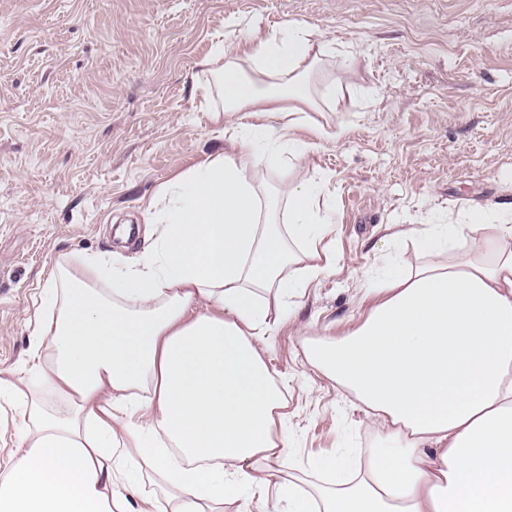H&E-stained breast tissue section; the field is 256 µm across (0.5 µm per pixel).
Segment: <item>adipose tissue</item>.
<instances>
[{
	"label": "adipose tissue",
	"mask_w": 512,
	"mask_h": 512,
	"mask_svg": "<svg viewBox=\"0 0 512 512\" xmlns=\"http://www.w3.org/2000/svg\"><path fill=\"white\" fill-rule=\"evenodd\" d=\"M323 52L299 22L231 53L214 41L221 111L338 110L342 86L314 84ZM274 138L239 126L230 151L166 184L136 259H55L31 370L64 406L0 377L17 414L0 512H221L226 487L267 477L288 512H512V210L409 230L424 264L385 265L357 327L305 344L382 436L365 460L326 458L330 486L303 494L283 478V396L261 342L321 271L295 266L291 245L316 254L335 211L323 182L294 183L278 228L256 171L314 145ZM468 228L481 233L470 246ZM148 474L161 497L132 506Z\"/></svg>",
	"instance_id": "adipose-tissue-1"
}]
</instances>
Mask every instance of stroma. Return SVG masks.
<instances>
[{"instance_id": "obj_1", "label": "stroma", "mask_w": 512, "mask_h": 512, "mask_svg": "<svg viewBox=\"0 0 512 512\" xmlns=\"http://www.w3.org/2000/svg\"><path fill=\"white\" fill-rule=\"evenodd\" d=\"M287 21L331 43L318 77L344 85L341 111L214 118L213 36L230 51ZM232 124L313 141L256 180L282 213L289 183L325 178L336 211L299 257L323 273L263 338L307 490L319 460L364 453L378 426L304 343L364 318L385 257L419 264L393 233L512 207V0H0V375L50 394L29 370L46 265L118 247L125 224L146 237L160 187L224 148Z\"/></svg>"}]
</instances>
